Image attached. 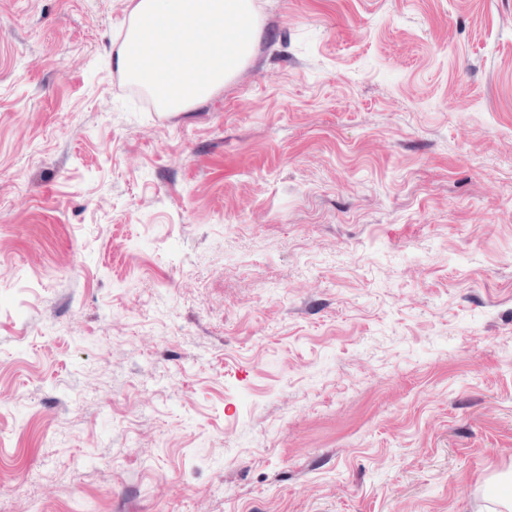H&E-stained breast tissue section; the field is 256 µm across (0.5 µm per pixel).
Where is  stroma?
I'll use <instances>...</instances> for the list:
<instances>
[{"instance_id":"35a3bbf8","label":"stroma","mask_w":512,"mask_h":512,"mask_svg":"<svg viewBox=\"0 0 512 512\" xmlns=\"http://www.w3.org/2000/svg\"><path fill=\"white\" fill-rule=\"evenodd\" d=\"M162 114L126 0H0V512H488L512 470V0H254Z\"/></svg>"}]
</instances>
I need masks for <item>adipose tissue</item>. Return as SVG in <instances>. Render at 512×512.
Here are the masks:
<instances>
[{
  "mask_svg": "<svg viewBox=\"0 0 512 512\" xmlns=\"http://www.w3.org/2000/svg\"><path fill=\"white\" fill-rule=\"evenodd\" d=\"M253 0H128L112 63L160 112H184L222 89L251 58Z\"/></svg>",
  "mask_w": 512,
  "mask_h": 512,
  "instance_id": "obj_1",
  "label": "adipose tissue"
}]
</instances>
